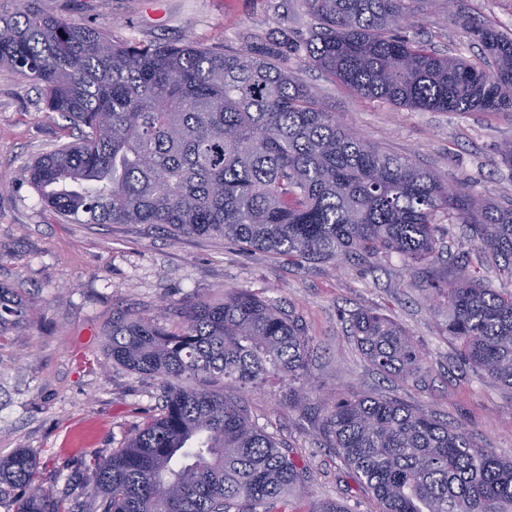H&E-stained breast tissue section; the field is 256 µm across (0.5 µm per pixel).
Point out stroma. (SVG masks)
I'll use <instances>...</instances> for the list:
<instances>
[{"label":"stroma","mask_w":512,"mask_h":512,"mask_svg":"<svg viewBox=\"0 0 512 512\" xmlns=\"http://www.w3.org/2000/svg\"><path fill=\"white\" fill-rule=\"evenodd\" d=\"M47 12L89 25L111 22L117 42L188 40L241 49L305 41L313 21L301 0H38ZM512 30V0H424L409 35L439 54L484 66L479 46L449 12ZM317 98L367 141L408 156L449 183H466L476 197L512 201V169L500 144L512 140V118L483 112H429L362 98L303 57L289 56ZM64 119L49 111L38 86L0 68V283L18 290L30 325L0 341V456L18 448L40 460L36 481L67 494L81 512L88 495L90 456L123 447L135 426L158 413L163 387L152 376L113 364L107 333L112 315L153 317L161 305L193 296L220 299L243 289L290 311L313 339L312 375L328 393L380 394L432 411L512 459V391L460 365L443 331L444 316L425 300L422 275L397 255L377 264L296 265L246 251L219 237L174 236L141 224H63L31 185L29 166L60 144ZM441 262L474 267L493 288L512 284L494 259L479 260L466 229L445 226ZM360 310L389 316L425 355L421 375L388 379L354 342L348 319ZM257 426L270 433L304 472L311 495L296 512L324 502L345 512H379L380 505L331 448L322 429L321 396L288 403L272 383L244 396Z\"/></svg>","instance_id":"obj_1"}]
</instances>
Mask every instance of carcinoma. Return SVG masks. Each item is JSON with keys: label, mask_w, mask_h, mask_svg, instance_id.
<instances>
[{"label": "carcinoma", "mask_w": 512, "mask_h": 512, "mask_svg": "<svg viewBox=\"0 0 512 512\" xmlns=\"http://www.w3.org/2000/svg\"><path fill=\"white\" fill-rule=\"evenodd\" d=\"M302 3L315 26L290 51L356 93L410 109L512 116L511 32L463 24L491 63L484 69L400 34L410 0ZM285 64L273 48L114 42L106 23L48 14L36 0L0 11V66L39 85L47 109L83 131L29 167L58 219L161 225L335 267L396 253L426 273L461 365L512 389V289L453 264L437 269L441 217L512 269V201H480L367 142ZM168 311L112 318V362L168 387L160 412L123 447L90 460L94 512H259L308 495L303 470L251 422L240 395L275 379L288 400L303 397L313 352L303 326L232 290L220 301H186L174 330ZM28 325L26 300L0 286V341ZM350 325L380 374L407 380L422 370L423 353L391 318L358 311ZM201 379L224 389L194 385ZM322 426L380 512H512V460L424 408L338 394ZM38 467L27 448L0 458V495L23 491L14 512H73L66 496L36 485ZM161 481L170 491L158 504Z\"/></svg>", "instance_id": "obj_1"}]
</instances>
